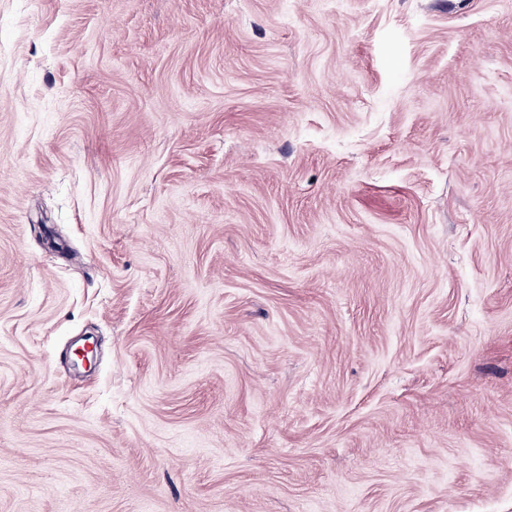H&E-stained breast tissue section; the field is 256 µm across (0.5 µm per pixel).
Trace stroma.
Listing matches in <instances>:
<instances>
[{
	"instance_id": "stroma-1",
	"label": "stroma",
	"mask_w": 512,
	"mask_h": 512,
	"mask_svg": "<svg viewBox=\"0 0 512 512\" xmlns=\"http://www.w3.org/2000/svg\"><path fill=\"white\" fill-rule=\"evenodd\" d=\"M0 512H512V0H0Z\"/></svg>"
}]
</instances>
